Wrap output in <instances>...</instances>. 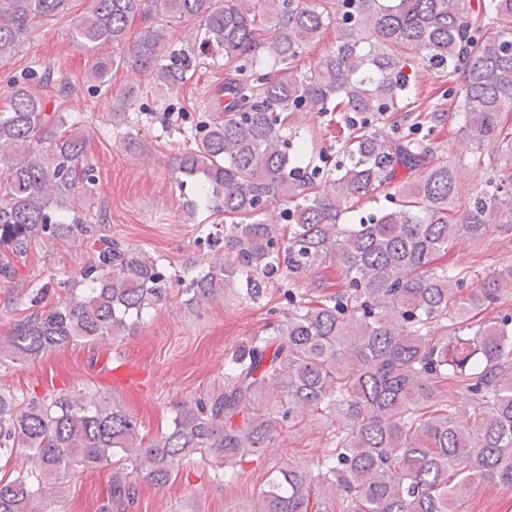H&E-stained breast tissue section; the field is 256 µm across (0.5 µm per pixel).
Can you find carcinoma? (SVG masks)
<instances>
[{
	"mask_svg": "<svg viewBox=\"0 0 512 512\" xmlns=\"http://www.w3.org/2000/svg\"><path fill=\"white\" fill-rule=\"evenodd\" d=\"M71 2L0 0V60ZM138 17L147 26L132 42ZM173 20L201 27L199 53L163 63ZM329 27L334 49L298 71L303 49ZM71 38L87 52L120 46L119 63L173 88L207 52L224 55L222 112L196 126L173 161L196 185L190 208L224 220V260L190 279L189 304L235 290L254 303L278 276L327 263L344 283L320 301L290 296L288 313L229 360L222 387L179 405L148 441L97 392L26 400L0 389V456L23 451L33 465L0 479V512H51L41 503L55 482L114 457L130 471L113 474L103 509L125 512L132 477L164 488L176 464L206 455L230 478L285 422L315 410L338 422L331 453L315 475L279 469L252 512H456L483 480L512 487V314L458 322L512 295V267L463 300L468 272L440 262L462 233L512 232V0H92ZM405 46L416 56L400 53ZM417 61L441 79L427 106L411 97L406 68ZM113 65L95 59L89 79L106 85ZM9 86L0 248L95 237L98 225L65 212L96 182L88 134L68 113L47 112L29 83ZM306 104L346 113L342 159L327 169L299 166L305 143L294 142L288 119ZM452 118L460 136L438 161L433 137ZM461 165L485 178L458 209ZM319 178L328 189L314 190ZM377 192L391 206L359 214ZM280 203L284 223H267ZM168 280L155 260L111 240L57 302L31 300L33 311L0 339V357L26 362L128 336L166 301ZM450 378L479 405L464 422L439 399Z\"/></svg>",
	"mask_w": 512,
	"mask_h": 512,
	"instance_id": "obj_1",
	"label": "carcinoma"
}]
</instances>
